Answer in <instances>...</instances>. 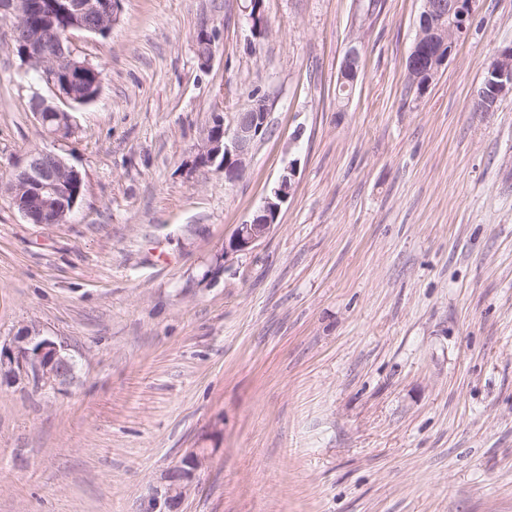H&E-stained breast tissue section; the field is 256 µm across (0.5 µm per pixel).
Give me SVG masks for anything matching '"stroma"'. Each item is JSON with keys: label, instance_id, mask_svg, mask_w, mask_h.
Here are the masks:
<instances>
[{"label": "stroma", "instance_id": "1", "mask_svg": "<svg viewBox=\"0 0 512 512\" xmlns=\"http://www.w3.org/2000/svg\"><path fill=\"white\" fill-rule=\"evenodd\" d=\"M366 2L264 0L259 34L249 0H121L71 35L102 81L64 140L0 22V187L38 148L84 177L63 224L0 190V340L35 324L77 359L55 392L0 376V512H139L195 448L184 512H512V95L473 109L512 0H476L420 96L422 0L360 27ZM254 91L271 133L242 175L193 168ZM291 161L271 233L224 257ZM359 43L356 39L350 41L342 60L340 80L348 79L351 83L356 81L361 55ZM31 111L51 137L62 140L72 134L73 118L66 109L49 104L44 98L35 97L31 102Z\"/></svg>", "mask_w": 512, "mask_h": 512}]
</instances>
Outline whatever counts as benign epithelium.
<instances>
[{
    "instance_id": "7a95c632",
    "label": "benign epithelium",
    "mask_w": 512,
    "mask_h": 512,
    "mask_svg": "<svg viewBox=\"0 0 512 512\" xmlns=\"http://www.w3.org/2000/svg\"><path fill=\"white\" fill-rule=\"evenodd\" d=\"M474 15V0H423L417 37L409 55L408 75L438 76L448 63L456 44L467 37ZM0 17L10 19L12 45L22 61L42 74L54 97L64 104L84 103L83 97L101 89V81L87 60L79 58L70 45L74 31L103 34L120 18L115 0H0ZM361 50L350 41L340 69V79L355 82ZM512 95V45L499 49L491 60L484 83L477 92V107L484 112L494 102ZM31 112L51 137L62 140L73 132L70 112L41 97L31 102ZM269 113L216 112L196 147L195 166L215 168L232 182L246 163L268 124ZM296 165L288 163L272 194L292 193ZM83 176L60 154L43 149L31 151L7 186L15 207L31 224H62L82 195ZM280 208L271 198L251 220L237 226L224 246V257L248 253L263 241L276 224ZM75 357L67 346L41 334L35 325L22 328L7 343L0 344V375L24 379L40 389L56 390L75 378ZM205 454L188 452L166 476L164 490L145 496L140 512H181L188 492L199 481Z\"/></svg>"
}]
</instances>
